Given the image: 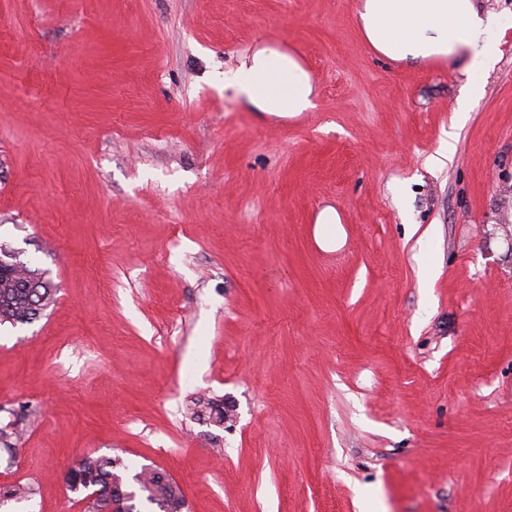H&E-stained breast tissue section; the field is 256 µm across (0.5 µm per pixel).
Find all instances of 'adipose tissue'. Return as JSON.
<instances>
[{"mask_svg":"<svg viewBox=\"0 0 512 512\" xmlns=\"http://www.w3.org/2000/svg\"><path fill=\"white\" fill-rule=\"evenodd\" d=\"M359 27L372 47L395 61H463L468 93L464 112L478 98L498 51L512 29V13L480 10L477 0H362ZM225 86L259 111L301 113L313 106L315 85L292 55L255 52L224 76Z\"/></svg>","mask_w":512,"mask_h":512,"instance_id":"ef3b65f1","label":"adipose tissue"}]
</instances>
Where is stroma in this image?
<instances>
[{
	"instance_id": "stroma-1",
	"label": "stroma",
	"mask_w": 512,
	"mask_h": 512,
	"mask_svg": "<svg viewBox=\"0 0 512 512\" xmlns=\"http://www.w3.org/2000/svg\"><path fill=\"white\" fill-rule=\"evenodd\" d=\"M360 3L0 0V244L58 288L0 326V512H82L85 456L187 512H512V30L462 119ZM264 48L313 108L225 88ZM12 415L15 419L0 427V447L7 451L9 455L8 460L11 461L15 459L13 449H17V446L24 437L25 429L19 425L23 423L26 417L25 414L15 411L12 412Z\"/></svg>"
}]
</instances>
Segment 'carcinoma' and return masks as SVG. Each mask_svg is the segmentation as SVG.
Wrapping results in <instances>:
<instances>
[{"mask_svg": "<svg viewBox=\"0 0 512 512\" xmlns=\"http://www.w3.org/2000/svg\"><path fill=\"white\" fill-rule=\"evenodd\" d=\"M57 288L46 278V272L18 259L17 253L6 244H0V325L31 324L56 301ZM14 420L0 427V447L8 453L7 464L14 462L13 449L24 437L20 427L25 415L12 412ZM117 460L110 457H86L71 469L65 479L69 492L94 496L88 512H112V501L121 503L124 512H141L145 501L158 512H185V497L173 481L164 482L150 467H142L123 479L115 472ZM31 494V488L12 486L0 488V507L11 500H20Z\"/></svg>", "mask_w": 512, "mask_h": 512, "instance_id": "1", "label": "carcinoma"}]
</instances>
